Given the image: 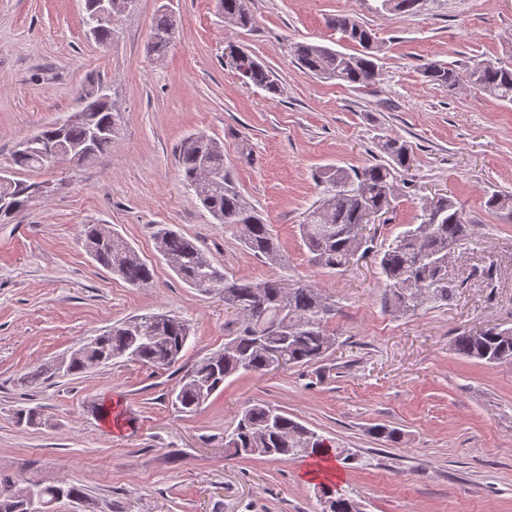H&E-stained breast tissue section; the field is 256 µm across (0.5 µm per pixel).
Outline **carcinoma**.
Wrapping results in <instances>:
<instances>
[{
	"instance_id": "cac0c4a2",
	"label": "carcinoma",
	"mask_w": 512,
	"mask_h": 512,
	"mask_svg": "<svg viewBox=\"0 0 512 512\" xmlns=\"http://www.w3.org/2000/svg\"><path fill=\"white\" fill-rule=\"evenodd\" d=\"M420 0H380L378 11L414 14ZM224 16L241 28L254 23L251 0H219ZM345 41L358 46L346 53L315 43L294 46L297 64L312 76L352 88H365L379 76L376 36L373 29L350 16L334 22ZM176 21L168 10H158L152 27L149 49L164 53L173 42ZM245 81L275 96L280 87L271 72L252 55H247ZM422 75L431 84L454 91L460 76L455 67L429 62ZM472 85L500 101L512 102V66L492 60L477 63L469 72ZM53 125L34 133L36 140L25 153H13V164L22 169L42 170L48 164L40 155L41 143L53 139ZM89 138L83 121L68 125L63 149L69 159L86 162L107 151L112 135L98 139L93 154L81 157L80 150ZM382 159L358 168L328 166L317 174L323 186L320 200L308 211L300 225L302 239L315 264L344 272L354 254L370 251L372 238L361 233L365 214L376 210L384 214L396 208L404 175L414 161L406 141L396 137L379 139ZM178 165L183 183L194 189L202 207L218 224L240 230V240L255 256L271 265H283V255L271 226L238 188L233 169L224 163V146L197 133L184 139L178 150ZM37 182L8 178L0 181V200L15 205L11 213L0 212L6 224L30 206L31 189ZM485 206L495 212H512V196L495 189L485 191ZM471 221L457 202L436 193L421 205L420 223L412 224L388 245L377 250L385 302L399 313H413L427 304H446L456 290L448 278V251L467 239ZM85 248L102 268L135 288L153 279V270L134 248L102 224L83 228ZM153 237L159 253L177 276L200 292H215L224 298V307L236 316L238 328L226 338L224 347L178 368L181 376L171 392V405L178 413L193 415L217 392L224 381L237 374L265 376L290 366L314 364L336 344L327 330L329 318L336 314L321 291L300 279L283 287V280L254 282L229 277L192 239L163 224ZM190 329L188 324L163 313L130 317L102 334L83 342L60 360L45 362L17 380L19 386L36 389L61 375H76L106 365L119 358L140 361L159 369H170L182 358ZM460 356L475 361L512 363V328L489 327L481 333L464 331L454 339ZM370 434L389 445L401 441L399 430L376 425ZM224 449L233 456L268 457L278 460L331 458L343 464L353 460L347 448H340L286 414L263 403L244 408L233 430L225 435ZM37 487L48 502L59 497L89 502L85 489L75 484L21 486L0 473V512H27V490ZM334 498L335 512H360L358 504L339 490L323 487Z\"/></svg>"
}]
</instances>
